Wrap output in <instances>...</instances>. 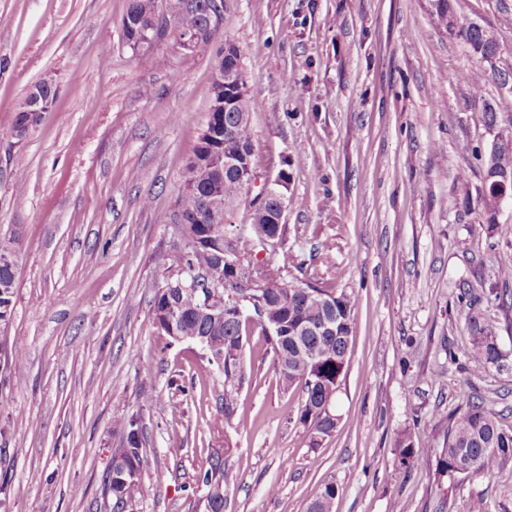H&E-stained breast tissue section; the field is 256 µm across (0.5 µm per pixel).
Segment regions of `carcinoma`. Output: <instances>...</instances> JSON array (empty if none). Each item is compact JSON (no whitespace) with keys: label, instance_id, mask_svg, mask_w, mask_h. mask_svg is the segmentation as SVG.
<instances>
[{"label":"carcinoma","instance_id":"carcinoma-1","mask_svg":"<svg viewBox=\"0 0 512 512\" xmlns=\"http://www.w3.org/2000/svg\"><path fill=\"white\" fill-rule=\"evenodd\" d=\"M208 2L210 0H129L122 29L129 48L139 54V62L149 63L148 54L139 52L137 47L141 35L154 36L159 42L165 39L163 32L149 30L153 17L163 8L177 14L184 29L206 33L203 43H208L218 30V24L211 23ZM431 7L436 25L446 32L457 33L469 51L483 59L495 53L497 41L472 24L460 23L450 0H431ZM243 84L240 66L229 74L228 83L215 81L212 84V100L229 96L233 105L226 112H214L208 117L195 153L182 172L177 199L178 241L165 257L168 271L165 282L173 283L174 287L164 291L156 288L153 325L175 342L181 336H201L217 344L215 352L207 353V360L223 372L226 398L236 390L242 378L244 336L251 327L261 329L283 382L301 389L298 421L306 429L311 447L315 448L336 428V415L327 412L325 404L334 403L346 369L354 333L356 298L345 289L319 286L308 275L306 260L291 251L255 271L266 283V288L261 290L251 288L248 275L227 260L225 250L230 246L225 243L226 224L235 206L247 194V177L219 164V155L224 153L225 133H231L232 150L239 153L244 169L253 168L249 101L245 92L237 90V86ZM56 91L51 78L34 85L32 94L40 105L35 112L24 106L17 112L13 131L18 140L26 138L28 125H38L51 111ZM485 170L486 191L480 201L486 221L491 224L497 210V184L506 178L512 179V135H498V142L488 151ZM276 206L274 199L253 206L251 233H237L235 244L230 248L240 256H249L255 242L271 235L283 238L286 225L274 222ZM285 267L295 269L298 275L284 279L282 269ZM192 268L223 283L226 291L251 296L254 305L260 308L258 319L248 323L222 316L215 318L202 312L199 298L204 290L178 286L181 271ZM16 269L15 264H0V319L13 311ZM174 311L178 312V318L171 325L168 314ZM465 322L470 335L469 360L474 370L484 372L503 367L508 354L500 345L496 323L476 307L474 301L469 302ZM122 428L128 435L129 447L120 456H112L105 477L106 483L112 485L114 512L119 504L133 502L140 494V480H131L128 473L141 469L143 463L142 440L131 438L133 431L139 429L137 418L130 417L122 423ZM395 448L400 464L408 470L435 456L441 479L486 476L512 466V430L500 427L494 412L479 399L467 402L459 414L449 418L444 447L431 448L404 434L396 441ZM197 482L208 493L203 512H224L226 492L236 482V474L226 459L220 454L211 456L208 466L199 471ZM338 492L336 483L323 484L308 512H334Z\"/></svg>","mask_w":512,"mask_h":512}]
</instances>
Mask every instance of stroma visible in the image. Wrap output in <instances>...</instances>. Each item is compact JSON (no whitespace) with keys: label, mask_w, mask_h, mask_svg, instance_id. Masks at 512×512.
Returning a JSON list of instances; mask_svg holds the SVG:
<instances>
[{"label":"stroma","mask_w":512,"mask_h":512,"mask_svg":"<svg viewBox=\"0 0 512 512\" xmlns=\"http://www.w3.org/2000/svg\"><path fill=\"white\" fill-rule=\"evenodd\" d=\"M450 4L494 31L492 61L440 30L430 0H224L209 43L164 41L146 66L123 38L128 0H0V240L16 238L18 260L0 331V512H105L134 413V512H192L216 452L238 475L224 512H307L327 482L336 512H512L510 466L442 494L434 463L408 471L394 454L406 432L442 447L449 414L472 398L512 429V309L495 301L512 267V197L490 228L479 203L490 145L512 128V0ZM228 39L241 50L254 186L288 175L282 247L356 297L336 429L316 448L261 331L228 417L222 374L152 323ZM47 76L56 102L15 142L14 115ZM465 284L498 324L504 369L471 368Z\"/></svg>","instance_id":"35a3bbf8"}]
</instances>
